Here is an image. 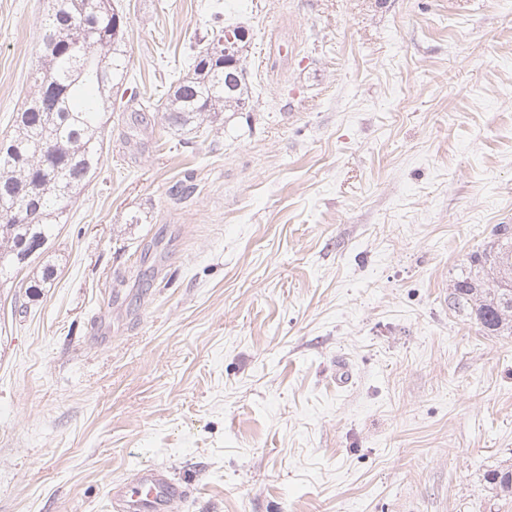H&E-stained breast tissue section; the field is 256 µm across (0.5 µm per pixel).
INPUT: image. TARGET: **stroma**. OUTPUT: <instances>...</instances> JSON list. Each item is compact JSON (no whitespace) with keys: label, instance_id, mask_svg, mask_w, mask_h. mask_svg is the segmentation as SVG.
Masks as SVG:
<instances>
[{"label":"stroma","instance_id":"35a3bbf8","mask_svg":"<svg viewBox=\"0 0 512 512\" xmlns=\"http://www.w3.org/2000/svg\"><path fill=\"white\" fill-rule=\"evenodd\" d=\"M120 94L160 97L213 10L254 109L180 143L114 108L102 165L0 283V512H512V336L448 293L512 224V0H114ZM46 0H0V137ZM190 494L191 483L171 479L167 470L155 466L136 470L111 483L108 490L111 509L116 512H169ZM488 481L496 496L512 498V466L491 471Z\"/></svg>","mask_w":512,"mask_h":512}]
</instances>
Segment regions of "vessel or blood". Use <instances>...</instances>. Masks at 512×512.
Returning a JSON list of instances; mask_svg holds the SVG:
<instances>
[{
    "label": "vessel or blood",
    "mask_w": 512,
    "mask_h": 512,
    "mask_svg": "<svg viewBox=\"0 0 512 512\" xmlns=\"http://www.w3.org/2000/svg\"><path fill=\"white\" fill-rule=\"evenodd\" d=\"M191 485L171 479L167 470L149 466L126 479L111 483L108 495L114 512H171L175 503L187 501Z\"/></svg>",
    "instance_id": "obj_1"
}]
</instances>
